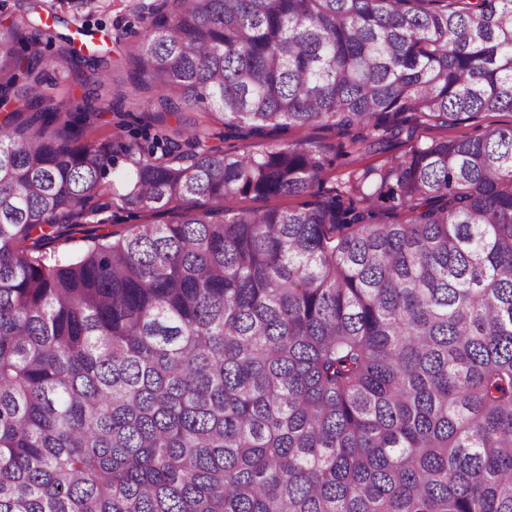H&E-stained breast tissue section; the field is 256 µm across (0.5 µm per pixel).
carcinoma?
Masks as SVG:
<instances>
[{"instance_id":"cac0c4a2","label":"carcinoma","mask_w":512,"mask_h":512,"mask_svg":"<svg viewBox=\"0 0 512 512\" xmlns=\"http://www.w3.org/2000/svg\"><path fill=\"white\" fill-rule=\"evenodd\" d=\"M140 12L102 136L0 24V512H512V0ZM113 207L178 220L53 247ZM322 136V132L313 129L311 127H306L300 130H294L286 133H273L271 136L266 138H256L251 139L246 142H235L236 145L239 146V151H251L256 152L261 150L263 147L268 145L269 143H281L288 142L297 138H308L311 140H317Z\"/></svg>"}]
</instances>
